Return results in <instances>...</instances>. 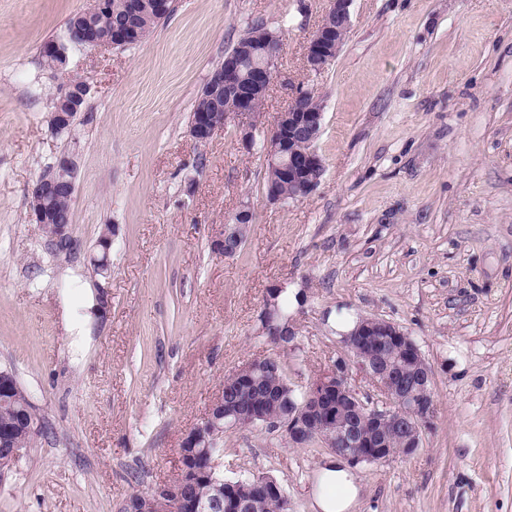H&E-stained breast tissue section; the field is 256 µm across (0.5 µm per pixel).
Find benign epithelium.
Here are the masks:
<instances>
[{
  "mask_svg": "<svg viewBox=\"0 0 512 512\" xmlns=\"http://www.w3.org/2000/svg\"><path fill=\"white\" fill-rule=\"evenodd\" d=\"M352 0H329V7L306 47L304 61L311 69H323L336 57L337 50L344 39V31L350 26V7ZM137 0H128L125 16L120 23L106 31H100L91 24H83L82 36L76 38L77 47L82 50H96L102 47H116L144 38V32L137 25ZM278 50L277 36L264 42V64L253 70L248 80L241 77L240 56L230 53L224 56V62L210 75L202 91L206 93L209 107L201 110L189 127V135L196 145H202L212 139L214 134L228 122L242 117L249 122L238 126L239 138L246 148L255 141L254 131L260 118L259 106L271 84ZM42 58L53 70H63L69 62L67 47L60 42L48 40L41 46ZM89 92L88 85L71 79L59 85L53 98L56 110L50 117V131L55 136L71 133L72 116L69 109L77 93V86ZM234 96L236 107L224 114V120H216V113L222 108V93ZM307 92L296 94L291 104L278 113L264 150L265 160L276 167L280 175L296 189V198L309 196L318 186L314 173H324V162L316 150L324 127V112L307 105ZM78 154L74 151L61 153L52 166L51 172L36 178L28 188L30 220L41 226L46 235L61 248L70 239L67 232L71 224V210H62L57 206L60 199L71 202L76 190L78 173ZM252 214L242 209L224 224L222 234L214 242L215 252L232 257L239 251L246 226L251 224ZM371 336H392L402 348L410 349L417 356V363H389L365 351L361 345ZM359 375L381 395V405L363 400L352 384V376ZM433 373L414 339L398 325L375 317L359 318L358 330L344 339V350L334 364L317 375L307 387L302 412L289 416L288 426L276 429L284 433L288 446L300 448L306 440L294 431L293 423L314 421L322 414L331 417L325 423V432L321 435L324 444L334 449L341 458L352 464L363 462H382L391 458L386 452V440L375 430L377 424L392 422L400 436L402 452L400 455H413L422 446L424 433L433 424V409L427 408V400L432 395ZM349 398L365 411V430L359 431L350 424L336 419V402ZM224 417V397L216 398L207 416L186 431L181 439L182 448L208 447V427ZM350 440V447L336 448V437ZM192 481L184 479L176 484H163L155 487L152 497L134 496L125 501L122 512H150L152 499H163L169 512H224V495H229L232 504L240 507L255 487L279 498L282 509L288 512V496L280 486L270 478L262 480L244 479L224 486L216 487L215 496L207 503L197 497L191 489Z\"/></svg>",
  "mask_w": 512,
  "mask_h": 512,
  "instance_id": "7a95c632",
  "label": "benign epithelium"
}]
</instances>
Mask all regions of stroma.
I'll list each match as a JSON object with an SVG mask.
<instances>
[{"label":"stroma","mask_w":512,"mask_h":512,"mask_svg":"<svg viewBox=\"0 0 512 512\" xmlns=\"http://www.w3.org/2000/svg\"><path fill=\"white\" fill-rule=\"evenodd\" d=\"M87 3L0 0V368L42 425L0 480V512H120L174 481L181 438L225 375L273 352L259 316L279 283L294 385L340 354L337 326L358 316L400 325L433 369L421 448L354 466L356 512H512V0H353L318 74L304 54L327 0H174L142 42L51 71L42 43ZM257 23L280 39L257 139L297 88L324 107L325 173L299 201L268 202L262 151L236 123L201 146L188 136L202 86ZM71 79L90 93L58 138L51 97ZM71 148L76 247L62 252L30 221L27 191ZM243 207L242 250L216 253ZM331 454L232 428L217 473L276 478L290 512H313Z\"/></svg>","instance_id":"35a3bbf8"}]
</instances>
